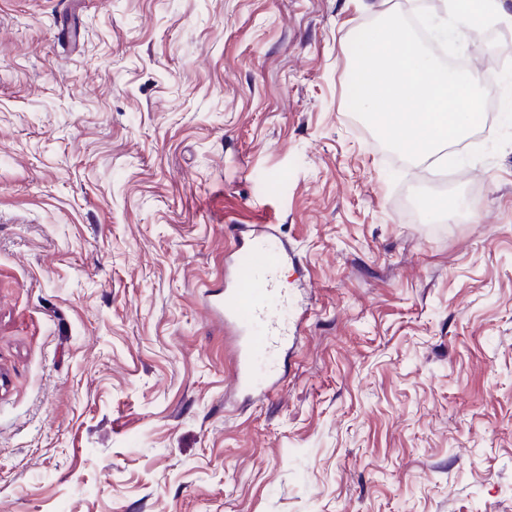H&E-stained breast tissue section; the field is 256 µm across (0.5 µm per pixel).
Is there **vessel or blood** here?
Returning <instances> with one entry per match:
<instances>
[{"mask_svg": "<svg viewBox=\"0 0 512 512\" xmlns=\"http://www.w3.org/2000/svg\"><path fill=\"white\" fill-rule=\"evenodd\" d=\"M231 235L224 291L209 303L208 313L236 342L235 387L250 391L256 379L270 380V362L287 351L292 339L291 301L280 275L294 256L274 230L247 236L235 225Z\"/></svg>", "mask_w": 512, "mask_h": 512, "instance_id": "vessel-or-blood-1", "label": "vessel or blood"}]
</instances>
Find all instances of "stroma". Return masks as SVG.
I'll return each instance as SVG.
<instances>
[{"label": "stroma", "mask_w": 512, "mask_h": 512, "mask_svg": "<svg viewBox=\"0 0 512 512\" xmlns=\"http://www.w3.org/2000/svg\"><path fill=\"white\" fill-rule=\"evenodd\" d=\"M420 8L0 0V512H512V144L443 182L348 107ZM262 221L309 313L256 401L206 304Z\"/></svg>", "instance_id": "stroma-1"}]
</instances>
